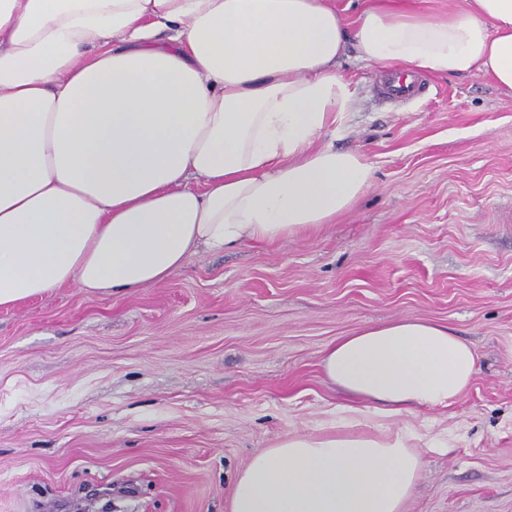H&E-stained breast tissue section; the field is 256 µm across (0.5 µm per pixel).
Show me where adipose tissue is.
I'll return each instance as SVG.
<instances>
[{
    "label": "adipose tissue",
    "instance_id": "adipose-tissue-1",
    "mask_svg": "<svg viewBox=\"0 0 512 512\" xmlns=\"http://www.w3.org/2000/svg\"><path fill=\"white\" fill-rule=\"evenodd\" d=\"M349 39L373 65L512 91V0H377L352 28L331 0H0V308L70 284L121 297L194 250L350 211L371 168L321 142L352 106ZM322 368L399 414L448 406L477 360L447 327L398 319L339 338ZM421 468L400 437L292 433L238 474L229 512H403Z\"/></svg>",
    "mask_w": 512,
    "mask_h": 512
}]
</instances>
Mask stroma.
<instances>
[{
	"mask_svg": "<svg viewBox=\"0 0 512 512\" xmlns=\"http://www.w3.org/2000/svg\"><path fill=\"white\" fill-rule=\"evenodd\" d=\"M338 72L353 106L323 141L372 180L335 223L198 251L123 297L70 285L0 309V512H228L253 454L354 418L420 455L404 512H512V92L431 72L393 101L350 42ZM402 318L469 342L471 385L349 411L326 347Z\"/></svg>",
	"mask_w": 512,
	"mask_h": 512,
	"instance_id": "35a3bbf8",
	"label": "stroma"
}]
</instances>
